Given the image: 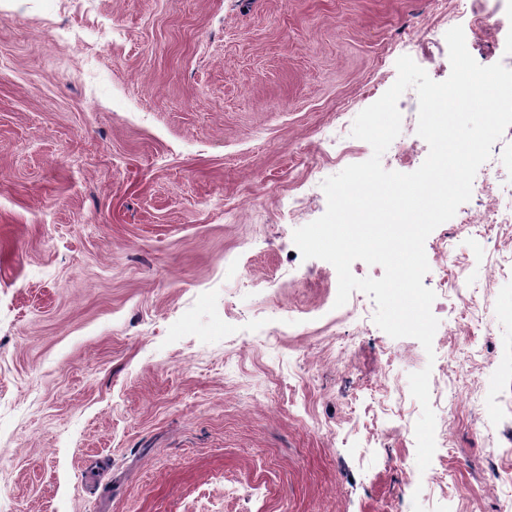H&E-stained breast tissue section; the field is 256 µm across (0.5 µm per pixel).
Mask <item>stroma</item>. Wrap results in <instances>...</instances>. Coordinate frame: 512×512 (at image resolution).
<instances>
[{
  "instance_id": "stroma-1",
  "label": "stroma",
  "mask_w": 512,
  "mask_h": 512,
  "mask_svg": "<svg viewBox=\"0 0 512 512\" xmlns=\"http://www.w3.org/2000/svg\"><path fill=\"white\" fill-rule=\"evenodd\" d=\"M458 0H0V492L15 512H503L512 237L465 261L432 352L374 322L295 229L372 155L357 115L414 60L512 30ZM499 303L486 331L465 303ZM458 350L467 373L448 364ZM501 363L487 372L489 360ZM430 369L436 451L416 464ZM398 389L382 394L383 378ZM463 495H455V488ZM464 13H469L474 24L479 26L497 29L501 25V19L494 9H489L484 0H462Z\"/></svg>"
}]
</instances>
